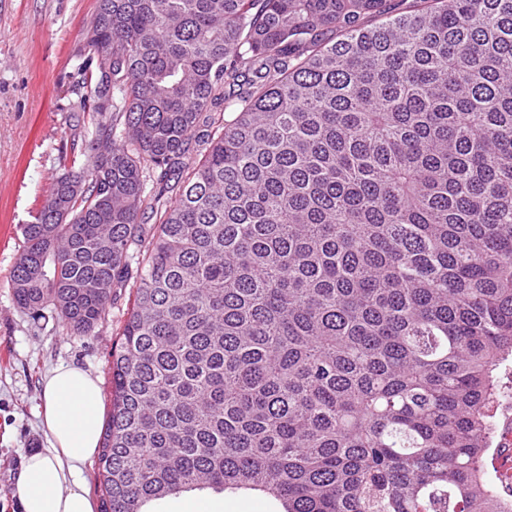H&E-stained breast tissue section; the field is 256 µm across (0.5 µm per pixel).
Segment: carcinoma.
Masks as SVG:
<instances>
[{
	"instance_id": "cac0c4a2",
	"label": "carcinoma",
	"mask_w": 512,
	"mask_h": 512,
	"mask_svg": "<svg viewBox=\"0 0 512 512\" xmlns=\"http://www.w3.org/2000/svg\"><path fill=\"white\" fill-rule=\"evenodd\" d=\"M83 37V103L106 70L110 103L8 282L90 336L137 279L103 512L188 489L512 512L483 468L512 356V0H99Z\"/></svg>"
}]
</instances>
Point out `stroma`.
Segmentation results:
<instances>
[{"mask_svg": "<svg viewBox=\"0 0 512 512\" xmlns=\"http://www.w3.org/2000/svg\"><path fill=\"white\" fill-rule=\"evenodd\" d=\"M96 6L97 0H0V512H22L16 494L21 465L47 445L44 377L56 366L77 365L108 394L112 349L134 299V286L122 289L93 335L76 336L53 320L31 318L6 283L23 226L34 223L62 171V146L84 128L76 65ZM495 375L500 394L485 472L508 492L512 447L499 441L504 421L512 418V358Z\"/></svg>", "mask_w": 512, "mask_h": 512, "instance_id": "stroma-1", "label": "stroma"}]
</instances>
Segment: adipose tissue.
Wrapping results in <instances>:
<instances>
[{
    "instance_id": "1",
    "label": "adipose tissue",
    "mask_w": 512,
    "mask_h": 512,
    "mask_svg": "<svg viewBox=\"0 0 512 512\" xmlns=\"http://www.w3.org/2000/svg\"><path fill=\"white\" fill-rule=\"evenodd\" d=\"M49 446L29 456L16 483L24 512H94L82 481L101 434L97 380L77 366H59L42 388Z\"/></svg>"
}]
</instances>
